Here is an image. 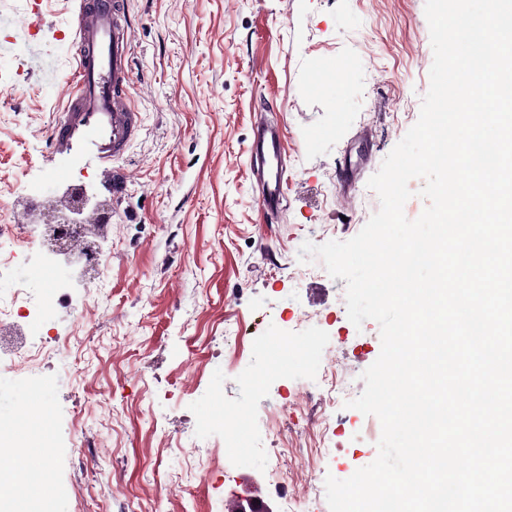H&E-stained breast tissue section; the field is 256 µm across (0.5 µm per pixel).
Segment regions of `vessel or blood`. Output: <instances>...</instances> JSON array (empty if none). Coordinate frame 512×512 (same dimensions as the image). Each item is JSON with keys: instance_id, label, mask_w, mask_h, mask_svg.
<instances>
[{"instance_id": "vessel-or-blood-1", "label": "vessel or blood", "mask_w": 512, "mask_h": 512, "mask_svg": "<svg viewBox=\"0 0 512 512\" xmlns=\"http://www.w3.org/2000/svg\"><path fill=\"white\" fill-rule=\"evenodd\" d=\"M75 44V93L50 125L48 146L61 154L91 152L110 168L130 149L143 122L129 94L133 45L122 0H78ZM251 149L261 180L258 207L269 216L288 187L280 123L266 122Z\"/></svg>"}]
</instances>
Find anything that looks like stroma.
<instances>
[{
  "mask_svg": "<svg viewBox=\"0 0 512 512\" xmlns=\"http://www.w3.org/2000/svg\"><path fill=\"white\" fill-rule=\"evenodd\" d=\"M425 0H126L136 52L129 93L145 115L116 162L125 185L82 155H50L46 132L73 95L74 0H0V224L33 195L84 187L112 207L100 241L103 277L80 285V265L36 249L10 275L31 289L18 333L42 349L29 372L0 358V416L25 405L33 381L49 414L23 455L49 484H21L0 502L37 500L40 512H225L257 482L272 512L287 499L329 512L325 479L345 480L378 454L380 421L322 403L311 383L335 373L354 394L381 351L375 321L355 327L346 282L326 269L300 277L304 243L356 236L378 211L368 180L419 118L433 62ZM279 120L290 183L266 221L250 174L259 117ZM348 170L350 194L336 176ZM55 308L40 329L44 300ZM242 324L237 366L225 368L224 326ZM319 337L326 357L285 375L251 377L271 336L289 347ZM66 341L67 351L55 348ZM105 403L88 402L91 394ZM247 423L269 422V447L299 449L288 495L270 489L264 455L206 470L185 442L223 447L226 424L199 431L216 404Z\"/></svg>",
  "mask_w": 512,
  "mask_h": 512,
  "instance_id": "35a3bbf8",
  "label": "stroma"
}]
</instances>
